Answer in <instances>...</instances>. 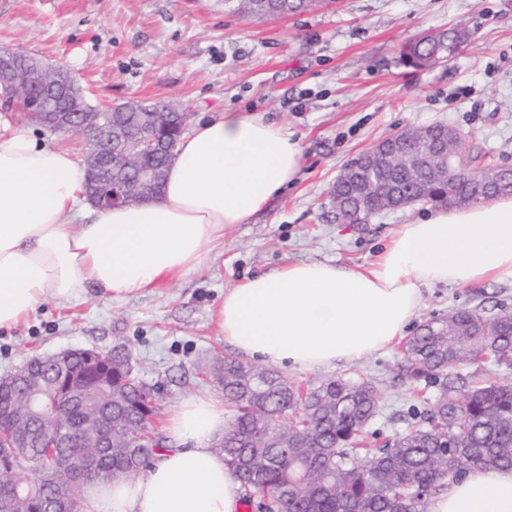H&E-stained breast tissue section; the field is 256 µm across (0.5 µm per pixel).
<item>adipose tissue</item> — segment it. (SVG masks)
<instances>
[{"instance_id": "adipose-tissue-1", "label": "adipose tissue", "mask_w": 512, "mask_h": 512, "mask_svg": "<svg viewBox=\"0 0 512 512\" xmlns=\"http://www.w3.org/2000/svg\"><path fill=\"white\" fill-rule=\"evenodd\" d=\"M299 140L238 109L184 134L164 192L136 206L84 202L72 152L25 127L0 130V329L41 302L83 300L89 289L132 296L192 274L297 181ZM512 283V195L432 208L398 225L374 261L296 262L226 289L216 311L225 343L286 370L333 369L388 350L404 335L424 287ZM224 428L212 398L184 401L170 444L145 477L83 494V512H241V485L209 442ZM428 512H512V470L473 469L448 481Z\"/></svg>"}]
</instances>
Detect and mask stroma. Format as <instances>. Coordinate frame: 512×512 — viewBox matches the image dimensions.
<instances>
[{
	"label": "stroma",
	"instance_id": "35a3bbf8",
	"mask_svg": "<svg viewBox=\"0 0 512 512\" xmlns=\"http://www.w3.org/2000/svg\"><path fill=\"white\" fill-rule=\"evenodd\" d=\"M451 29L468 40L447 61H402L405 44ZM1 48L66 66L93 106L172 101L195 125L242 109L277 121L302 145L295 186L251 223L227 228L223 251L191 275L134 296L49 299L0 331V375L38 354L126 344L142 378L160 387L161 431L185 399L224 397L198 368L232 352L215 317L225 289L294 262L367 265L397 225L425 213L416 204L338 223L330 187L360 152L443 123L480 145L489 164L512 165V0H331L285 17H246L233 0H0ZM0 119L84 154L78 135L50 132L2 98ZM502 306L512 309L511 283L438 284L410 325L453 308L490 316ZM400 361L396 345L337 370L379 392L368 444L404 433L436 395L402 379Z\"/></svg>",
	"mask_w": 512,
	"mask_h": 512
}]
</instances>
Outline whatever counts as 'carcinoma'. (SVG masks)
Listing matches in <instances>:
<instances>
[{
  "instance_id": "cac0c4a2",
  "label": "carcinoma",
  "mask_w": 512,
  "mask_h": 512,
  "mask_svg": "<svg viewBox=\"0 0 512 512\" xmlns=\"http://www.w3.org/2000/svg\"><path fill=\"white\" fill-rule=\"evenodd\" d=\"M316 0H238L237 10L280 17L310 9ZM466 42L460 32L421 37L401 50L403 60L425 68L452 55ZM159 113L153 136L164 139L141 165L167 173L183 135L177 112ZM416 148L401 161L386 162L332 187L341 203L355 198L359 181L380 180L406 193H419L433 207L450 205L448 195L479 203L495 192L419 166ZM467 169L483 167L482 154L465 144L457 149ZM486 362L512 367V310L492 316L460 308L433 318L402 346V375L412 383L430 380L438 395L426 424L383 447L360 446L359 437L377 411L379 396L366 380L334 377L297 386L279 371L229 357H215L201 372L224 390L233 408L224 434L213 443L241 487L259 494L267 512H428L430 498L446 479L474 468L512 469V382H475L463 370ZM80 390L61 421L78 439L61 448L55 436L33 420L20 403L32 389L41 408L55 413L64 403L63 384ZM0 512H82V492L92 482L136 478L165 449L151 427L160 411L158 391L139 376L132 353L112 347V367L66 350L23 377H0ZM107 427L109 447L83 437Z\"/></svg>"
}]
</instances>
